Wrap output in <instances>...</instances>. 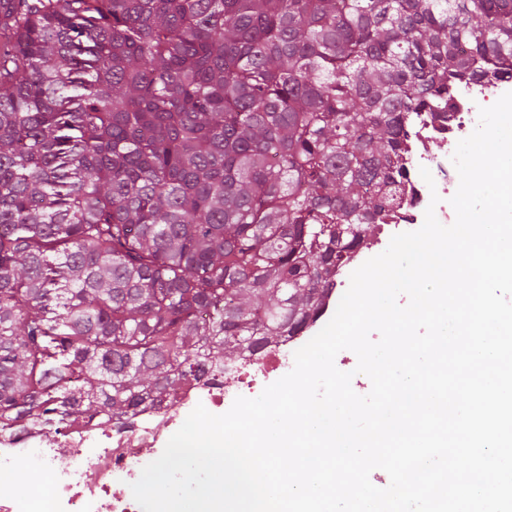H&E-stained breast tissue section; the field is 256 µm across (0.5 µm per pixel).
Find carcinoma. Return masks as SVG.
Here are the masks:
<instances>
[{"instance_id":"obj_1","label":"carcinoma","mask_w":512,"mask_h":512,"mask_svg":"<svg viewBox=\"0 0 512 512\" xmlns=\"http://www.w3.org/2000/svg\"><path fill=\"white\" fill-rule=\"evenodd\" d=\"M488 73L512 0H0V432L302 333Z\"/></svg>"}]
</instances>
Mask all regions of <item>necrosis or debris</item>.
<instances>
[{
  "label": "necrosis or debris",
  "mask_w": 512,
  "mask_h": 512,
  "mask_svg": "<svg viewBox=\"0 0 512 512\" xmlns=\"http://www.w3.org/2000/svg\"><path fill=\"white\" fill-rule=\"evenodd\" d=\"M511 84L490 74L460 81L447 112H423L414 120L402 159L408 177L392 217L373 242L374 250H381L384 239L420 229L427 208H434L438 221L447 223V200L458 188L452 161L456 145L476 128L478 104L495 101ZM424 168L430 170L433 184L422 179ZM435 194L440 197L436 204L431 201ZM299 343L293 336L268 345L232 366L233 382L219 375L189 382L173 400L144 404L122 424L105 429L93 423L40 426L0 435V473L13 480L10 488L0 491V512H141L130 485L145 465L143 449L158 447L197 404L221 408L240 396L257 397L287 374ZM33 466L41 474L36 482L29 477Z\"/></svg>",
  "instance_id": "obj_1"
}]
</instances>
